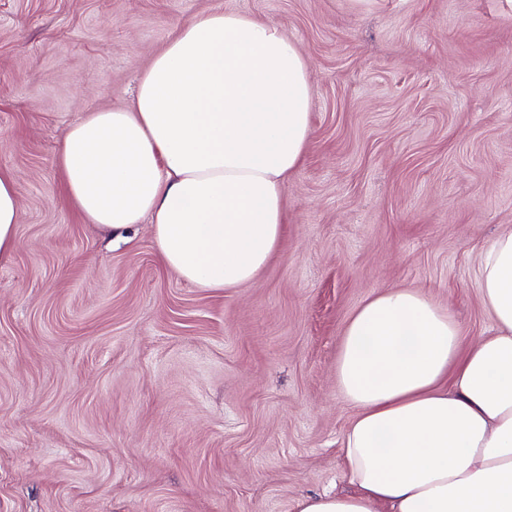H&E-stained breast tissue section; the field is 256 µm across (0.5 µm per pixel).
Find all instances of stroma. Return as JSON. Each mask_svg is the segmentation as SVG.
Here are the masks:
<instances>
[{"label":"stroma","instance_id":"obj_1","mask_svg":"<svg viewBox=\"0 0 512 512\" xmlns=\"http://www.w3.org/2000/svg\"><path fill=\"white\" fill-rule=\"evenodd\" d=\"M212 9L277 25L313 88L287 232L224 290L164 267L150 222L113 246L58 165L67 129L128 107ZM0 169L20 203L0 263V512H296L352 490L336 357L364 302L412 288L463 345L491 333L477 274L512 228V5L0 0Z\"/></svg>","mask_w":512,"mask_h":512}]
</instances>
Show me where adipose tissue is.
I'll return each instance as SVG.
<instances>
[{"label": "adipose tissue", "instance_id": "adipose-tissue-1", "mask_svg": "<svg viewBox=\"0 0 512 512\" xmlns=\"http://www.w3.org/2000/svg\"><path fill=\"white\" fill-rule=\"evenodd\" d=\"M312 104L304 54L278 26L197 13L130 106L65 132V193L116 243L150 220L162 263L185 281L241 287L284 237ZM18 220L16 179L0 171V262ZM478 283L492 333L466 350L453 317L420 291L389 290L354 312L336 383L357 409L341 453L357 492L305 497L296 512H512V228L484 248Z\"/></svg>", "mask_w": 512, "mask_h": 512}]
</instances>
